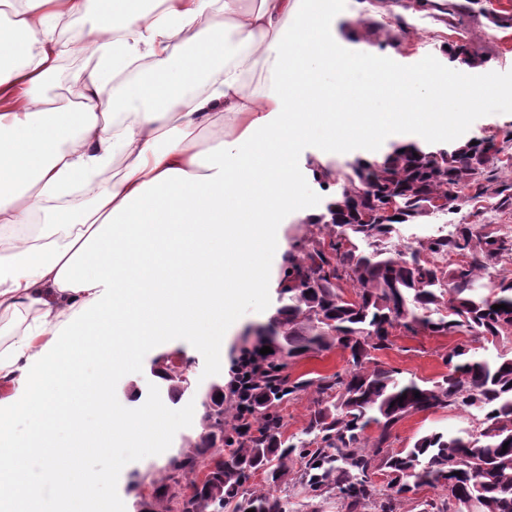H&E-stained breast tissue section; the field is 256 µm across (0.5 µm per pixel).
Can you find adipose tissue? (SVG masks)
<instances>
[{"mask_svg":"<svg viewBox=\"0 0 512 512\" xmlns=\"http://www.w3.org/2000/svg\"><path fill=\"white\" fill-rule=\"evenodd\" d=\"M91 1L0 0V314L29 317L0 349V512H107L84 456L157 451L156 409L114 408L112 379L166 336L223 358L225 315L269 280L255 257L314 214L301 142L318 138L327 161L431 138L466 115L430 98L499 88L430 60L401 70L346 53L334 0H95L92 32L60 42L56 25ZM65 54L98 63L58 104L45 87ZM134 67L151 77L126 79ZM384 95L395 111L365 110ZM76 185L81 206L67 202Z\"/></svg>","mask_w":512,"mask_h":512,"instance_id":"adipose-tissue-1","label":"adipose tissue"}]
</instances>
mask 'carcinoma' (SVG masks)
Wrapping results in <instances>:
<instances>
[{
    "label": "carcinoma",
    "instance_id": "carcinoma-1",
    "mask_svg": "<svg viewBox=\"0 0 512 512\" xmlns=\"http://www.w3.org/2000/svg\"><path fill=\"white\" fill-rule=\"evenodd\" d=\"M396 28H404L399 18L364 33L394 46ZM445 53L451 63L479 61L467 43ZM502 152L493 138L451 148L393 142L378 159L308 162L315 181L337 191L289 244L272 324L244 333L243 348L268 346L270 360L249 396L234 392L228 404L222 384L206 395L211 405L199 432L183 437L158 470L144 512H291L288 494L277 491L290 482L311 498L335 495L345 512H394L395 500L421 486L448 492L422 512H459L469 496L480 512H512V278L497 269L512 258V237L455 224L402 248L392 244L400 226L437 214L438 204L455 212L466 189L512 206V183L492 192L483 184ZM500 304L508 309H492ZM397 329L465 340L448 352L447 374L420 383L375 356ZM490 345L493 357L476 351ZM333 349L347 354L343 371L317 380L288 373L295 360ZM156 365L167 396L178 400L183 373L164 357ZM311 390L307 438H284L278 408ZM448 408L475 409L481 418L471 429L391 448L392 429L406 416ZM372 426L374 437L366 434ZM258 471L270 489L251 486ZM382 472L394 478L381 484L374 476Z\"/></svg>",
    "mask_w": 512,
    "mask_h": 512
}]
</instances>
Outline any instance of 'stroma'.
I'll return each instance as SVG.
<instances>
[{
	"label": "stroma",
	"mask_w": 512,
	"mask_h": 512,
	"mask_svg": "<svg viewBox=\"0 0 512 512\" xmlns=\"http://www.w3.org/2000/svg\"><path fill=\"white\" fill-rule=\"evenodd\" d=\"M336 18L333 28L343 49L358 54L374 49L382 64L410 69L423 58L435 60L440 67H448L442 48L460 42H473L483 63L473 67L474 79L493 73L499 84L498 91L487 94L474 105L456 98L440 96L432 100L436 112L448 110L466 113L465 124L453 135H439L435 143L448 146L473 137H484L512 130V0H473L455 14L438 17L420 11H400L402 0H336ZM497 13L506 17L507 25L491 26L487 15ZM402 18L415 33L409 41L398 46L370 47L368 42L355 38L354 33L362 21H390ZM488 225L500 233L512 235V209L501 210L492 200L477 201L464 198L457 211L448 215L425 218L421 223L402 226L396 244L403 245L412 238L435 233L438 227L450 224ZM277 305V288L268 286L260 300H243L236 309L234 324L224 331V361L216 363L206 353L195 348L183 336H170L144 349L139 364L129 372L115 377L111 385L112 404L126 409L143 404L168 410L176 421L171 432L164 435L163 454L154 455L147 449L131 445H117L87 456L86 470L109 474L110 479L100 488L102 498L112 512H134V503L143 486L149 485L150 472L163 466L168 455L176 453L180 437L195 431L196 421L181 420L183 410L198 408L200 395L208 383H227L229 366L237 355L236 346L241 333L249 327L266 323ZM458 342L454 336L394 334L389 348L378 351L377 358L388 366L399 369L403 377L437 380L446 374L449 350ZM169 355L180 370L186 372L192 388L180 400L174 401L162 392L155 376L150 372L154 360ZM476 413L454 409L434 413H416L406 417L394 429L391 446L401 449L424 433L442 431L453 433L471 427Z\"/></svg>",
	"instance_id": "1"
}]
</instances>
